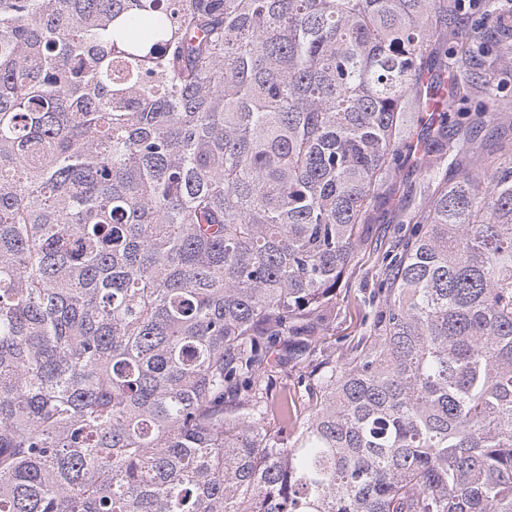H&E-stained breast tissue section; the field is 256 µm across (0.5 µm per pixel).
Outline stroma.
Listing matches in <instances>:
<instances>
[{"instance_id":"stroma-1","label":"stroma","mask_w":512,"mask_h":512,"mask_svg":"<svg viewBox=\"0 0 512 512\" xmlns=\"http://www.w3.org/2000/svg\"><path fill=\"white\" fill-rule=\"evenodd\" d=\"M393 183L392 197H380L370 222L361 227L355 260L341 280L330 314L309 333L317 353H343L377 322L380 307L374 292L382 258L401 244L409 231L405 220L421 202L423 171L415 166L411 156L402 157ZM315 363V355L289 359L287 342H275L264 374L269 397L288 395L298 413H307L309 391L303 375Z\"/></svg>"}]
</instances>
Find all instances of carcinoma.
<instances>
[{"label":"carcinoma","instance_id":"1","mask_svg":"<svg viewBox=\"0 0 512 512\" xmlns=\"http://www.w3.org/2000/svg\"><path fill=\"white\" fill-rule=\"evenodd\" d=\"M480 8L0 0V512H512V151L468 137L512 120V14ZM404 142L434 189L381 319L269 436L271 344Z\"/></svg>","mask_w":512,"mask_h":512}]
</instances>
